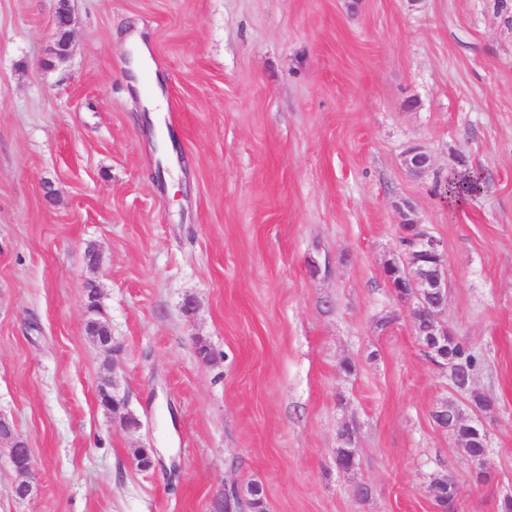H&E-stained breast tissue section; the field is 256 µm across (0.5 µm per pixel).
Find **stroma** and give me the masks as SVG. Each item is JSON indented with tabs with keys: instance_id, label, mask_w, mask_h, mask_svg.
Masks as SVG:
<instances>
[{
	"instance_id": "obj_1",
	"label": "stroma",
	"mask_w": 512,
	"mask_h": 512,
	"mask_svg": "<svg viewBox=\"0 0 512 512\" xmlns=\"http://www.w3.org/2000/svg\"><path fill=\"white\" fill-rule=\"evenodd\" d=\"M493 4L70 0L59 62L54 0H0V416L34 486L14 495L0 446V512H210L230 482L259 483L268 512H435L425 476L446 472L459 512H496L512 491V17ZM135 29L153 63L138 78ZM415 145L434 159L419 179ZM461 155L488 186L453 207L436 184ZM403 199L446 247L445 321L487 357L486 484L432 419L448 374L384 276ZM90 282L111 356L85 331ZM107 375L139 429L99 405ZM55 8V42L51 54L57 60L63 61L70 55L72 45V17L69 0H56ZM404 166L408 173L415 177H422L434 166L432 155L421 146H413L404 156ZM0 424V439L1 443L7 442L14 451V456L17 458L15 471L20 475H28L32 468V452L26 440L17 434L10 424V422L1 417Z\"/></svg>"
}]
</instances>
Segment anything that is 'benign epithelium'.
Listing matches in <instances>:
<instances>
[{
    "label": "benign epithelium",
    "mask_w": 512,
    "mask_h": 512,
    "mask_svg": "<svg viewBox=\"0 0 512 512\" xmlns=\"http://www.w3.org/2000/svg\"><path fill=\"white\" fill-rule=\"evenodd\" d=\"M73 25L69 0H56V32L51 54L60 61L70 55ZM404 166L411 175L421 177L433 168L434 159L424 148L413 146L405 153ZM396 208L401 217L400 232L412 241V248L399 260L387 263L386 268L393 270L386 275L387 282L393 295L406 303L411 329L424 356L442 370L448 367L444 349L448 347L450 334L443 321L448 296V256L443 243L420 224L410 202L399 203ZM453 388L467 396L466 403L472 412V416L455 424L453 436L467 447L476 443L481 448L479 454L468 455L473 472L489 471L492 468L490 433L481 409L473 403L478 394L474 380L461 372ZM98 398L112 407V415L119 418L121 426L127 429L141 427L140 420L128 409L127 397L118 395L113 384L102 385ZM0 441L12 447L17 458L15 471L28 475L32 468L31 448L5 418L0 419Z\"/></svg>",
    "instance_id": "benign-epithelium-1"
}]
</instances>
